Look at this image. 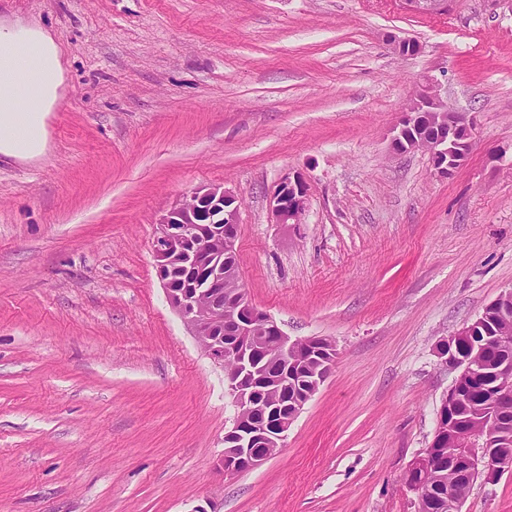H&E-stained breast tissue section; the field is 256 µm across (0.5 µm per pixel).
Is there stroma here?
<instances>
[{
	"instance_id": "1",
	"label": "stroma",
	"mask_w": 512,
	"mask_h": 512,
	"mask_svg": "<svg viewBox=\"0 0 512 512\" xmlns=\"http://www.w3.org/2000/svg\"><path fill=\"white\" fill-rule=\"evenodd\" d=\"M51 28L65 104L0 156V512H418L404 481L455 374L440 345L512 289V0H0ZM419 49L398 55L392 38ZM472 119L453 174L393 152L427 79ZM301 177V223L269 202ZM237 199L252 303L331 373L257 468L218 461L223 368L167 301L159 218ZM461 512H512V467Z\"/></svg>"
}]
</instances>
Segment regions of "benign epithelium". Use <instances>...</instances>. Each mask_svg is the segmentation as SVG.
<instances>
[{
  "mask_svg": "<svg viewBox=\"0 0 512 512\" xmlns=\"http://www.w3.org/2000/svg\"><path fill=\"white\" fill-rule=\"evenodd\" d=\"M413 11H440L446 0H404ZM472 123L448 109L439 85L428 81L402 115L393 150H426L441 172L452 174L470 149ZM307 206L300 177L282 181L271 200L277 224H299ZM153 248L170 306L225 374L236 415L224 432L225 476L254 469L283 447L288 429L331 372L335 345L320 337L291 339L249 300L237 272L236 198L220 185L203 186L173 205L158 221ZM512 320V290L489 303L472 323L444 341L441 355L456 377L442 398L431 445L456 438L450 466L465 476L495 481L512 465V358L501 352V333L489 335L492 319ZM274 362L276 369L267 364ZM482 384L490 412L463 419L467 390ZM429 456L412 464L406 483L417 501L434 503Z\"/></svg>",
  "mask_w": 512,
  "mask_h": 512,
  "instance_id": "benign-epithelium-1",
  "label": "benign epithelium"
}]
</instances>
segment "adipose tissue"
Returning <instances> with one entry per match:
<instances>
[{
  "mask_svg": "<svg viewBox=\"0 0 512 512\" xmlns=\"http://www.w3.org/2000/svg\"><path fill=\"white\" fill-rule=\"evenodd\" d=\"M67 83L66 60L48 28L0 19V154H45L47 119L64 104Z\"/></svg>",
  "mask_w": 512,
  "mask_h": 512,
  "instance_id": "ef3b65f1",
  "label": "adipose tissue"
}]
</instances>
